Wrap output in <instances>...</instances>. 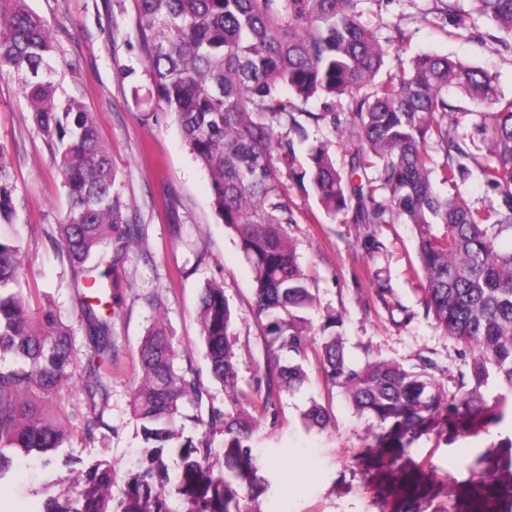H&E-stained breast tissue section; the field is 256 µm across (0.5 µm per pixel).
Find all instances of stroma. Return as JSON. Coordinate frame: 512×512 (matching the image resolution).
<instances>
[{"instance_id":"1","label":"stroma","mask_w":512,"mask_h":512,"mask_svg":"<svg viewBox=\"0 0 512 512\" xmlns=\"http://www.w3.org/2000/svg\"><path fill=\"white\" fill-rule=\"evenodd\" d=\"M469 13L471 32L451 34L446 6ZM50 24L58 47L59 97L78 96L93 112L100 139L108 146L117 184L128 202V223L147 229L142 249L118 268L112 290V386L100 404L105 425L86 436L73 427L52 465L42 458L13 456L0 477V512H41L48 496L78 495L64 458L78 470L111 468L113 494L121 496L145 462L144 442L130 413L138 372V350L154 311L147 297L158 296L178 350L177 363L193 370L216 408L224 390L211 379L200 339L198 296L210 281L219 283L236 316L239 384L256 389L265 350L254 313L253 271L230 229L216 214L206 175L162 105L149 98V64L133 34L130 0H30ZM363 18L380 40H402V59L426 52L447 55L496 75L500 90L512 95V52L493 41V29L475 12L473 0H360ZM0 141L7 144L20 202L24 244L23 288L32 290L31 310L72 312L74 287L50 237L66 209L61 177L35 130L16 81L0 77ZM295 222L288 235L316 290L308 314L310 336L320 339L329 315L345 341L349 363L360 367L381 358L404 365L426 358L434 376L453 384L469 369L470 358L427 316L421 283L411 270L416 234L408 224L371 229L351 215L327 216L313 195L288 191ZM379 249H372L371 239ZM309 381L300 390L280 389L275 406L260 418L253 452L269 488L254 506L259 512H393L401 495L399 477L371 482L361 457L367 418L358 416L340 392H328L315 358L305 364ZM331 402L333 425L305 430L300 414L310 399ZM497 428L454 442L432 434L413 445L421 485L458 497L473 478L476 458L497 442Z\"/></svg>"}]
</instances>
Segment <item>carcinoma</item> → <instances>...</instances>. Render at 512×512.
Returning <instances> with one entry per match:
<instances>
[{
	"label": "carcinoma",
	"mask_w": 512,
	"mask_h": 512,
	"mask_svg": "<svg viewBox=\"0 0 512 512\" xmlns=\"http://www.w3.org/2000/svg\"><path fill=\"white\" fill-rule=\"evenodd\" d=\"M359 0H132L134 34L149 63V94L173 115L207 173L213 206L236 236L254 271V307L265 346V392L238 388L233 315L223 286L198 297L200 337L211 375L224 387V410L202 412L208 389L193 370L176 366L168 325L155 320L138 355L142 374L131 410L146 462L118 502L112 470L87 474L79 498L50 496L42 512H243L242 498L268 489L250 445L253 413L275 405L274 388L309 381L307 312L316 294L288 237L294 223L288 180L313 191L329 215L355 208L357 224L413 226L414 274L422 279L426 314L468 352L469 372L455 390L416 366L377 359L349 364L342 337L324 336L315 357L327 383L359 416L371 419L364 453L388 470L432 433L453 440L512 420V96L482 68L447 55L417 54L395 70L377 30L362 20ZM476 12L505 34L512 50V0H475ZM53 33L28 0H0V74L11 73L62 179L67 210L56 225L57 253L76 284L74 316L82 336L53 311L32 315V292L20 286L23 252L13 227L19 200L7 147L0 143V477L11 454L51 463L71 415L56 397L86 356L82 386L86 434L107 426L98 403L110 394L112 301L87 291L112 287L143 226L124 220L112 157L93 113L56 96ZM476 106L468 129L448 113V89ZM348 100L349 112H310ZM328 124L355 141L347 171L336 167L333 142L309 143V126ZM307 146L297 172L296 147ZM477 175L498 196L481 207L462 187ZM12 356L9 365L3 364ZM191 406L194 413L183 412ZM201 430L184 435L185 422ZM303 427L323 431L333 420L316 399ZM224 434L220 467L210 463L211 434ZM176 452L170 477L164 455ZM480 493L471 512H512V438L476 461ZM397 512H453L449 501L412 499Z\"/></svg>",
	"instance_id": "cac0c4a2"
}]
</instances>
